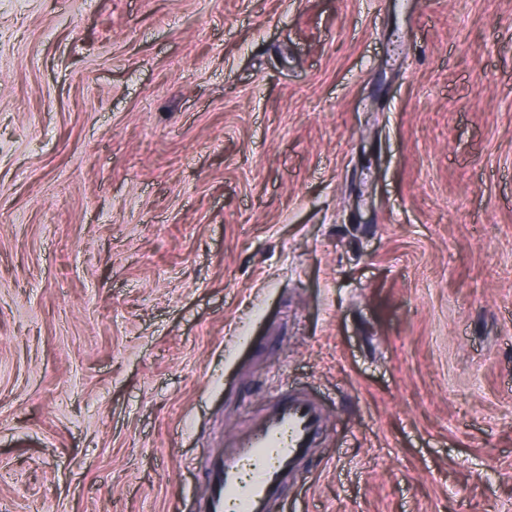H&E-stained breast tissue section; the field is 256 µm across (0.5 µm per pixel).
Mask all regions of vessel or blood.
Listing matches in <instances>:
<instances>
[{
	"label": "vessel or blood",
	"mask_w": 512,
	"mask_h": 512,
	"mask_svg": "<svg viewBox=\"0 0 512 512\" xmlns=\"http://www.w3.org/2000/svg\"><path fill=\"white\" fill-rule=\"evenodd\" d=\"M324 424L321 405L308 393L276 397L227 450L205 461L199 512H275L283 485L316 447Z\"/></svg>",
	"instance_id": "vessel-or-blood-1"
}]
</instances>
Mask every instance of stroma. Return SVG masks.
<instances>
[{"label": "stroma", "instance_id": "stroma-1", "mask_svg": "<svg viewBox=\"0 0 512 512\" xmlns=\"http://www.w3.org/2000/svg\"><path fill=\"white\" fill-rule=\"evenodd\" d=\"M293 388L298 512H512V0H0V512Z\"/></svg>", "mask_w": 512, "mask_h": 512}]
</instances>
